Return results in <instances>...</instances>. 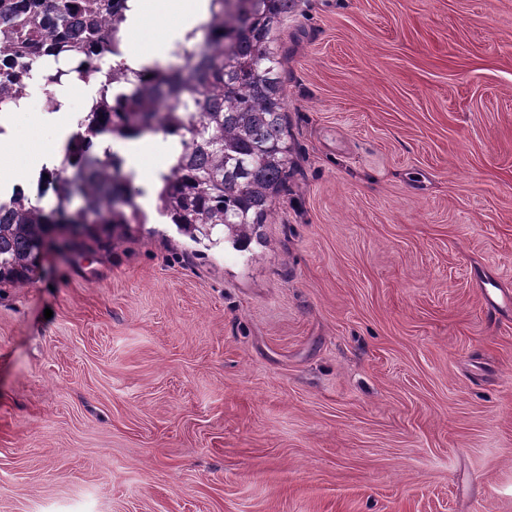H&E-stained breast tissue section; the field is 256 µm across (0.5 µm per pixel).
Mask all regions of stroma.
<instances>
[{
  "label": "stroma",
  "instance_id": "stroma-1",
  "mask_svg": "<svg viewBox=\"0 0 512 512\" xmlns=\"http://www.w3.org/2000/svg\"><path fill=\"white\" fill-rule=\"evenodd\" d=\"M277 47L247 250L144 183L121 243L0 283V512H512V0H302Z\"/></svg>",
  "mask_w": 512,
  "mask_h": 512
}]
</instances>
